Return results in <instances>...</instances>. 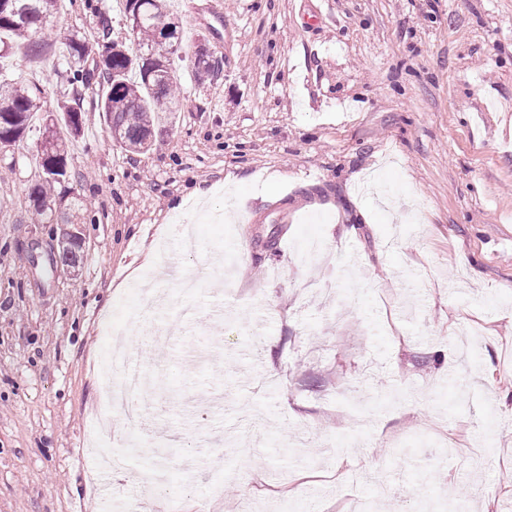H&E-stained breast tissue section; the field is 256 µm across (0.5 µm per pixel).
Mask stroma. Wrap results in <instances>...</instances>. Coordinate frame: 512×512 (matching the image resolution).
Returning a JSON list of instances; mask_svg holds the SVG:
<instances>
[{
    "label": "stroma",
    "instance_id": "obj_1",
    "mask_svg": "<svg viewBox=\"0 0 512 512\" xmlns=\"http://www.w3.org/2000/svg\"><path fill=\"white\" fill-rule=\"evenodd\" d=\"M103 2L101 23L70 0L0 73L53 110L68 34L127 39ZM172 12L180 90L150 151L81 91L77 267L32 209L43 126L0 152V512H512V0ZM153 294L182 330L142 318ZM109 323L150 379L112 470L90 452L125 370L103 374Z\"/></svg>",
    "mask_w": 512,
    "mask_h": 512
}]
</instances>
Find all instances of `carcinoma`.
I'll return each mask as SVG.
<instances>
[{
	"label": "carcinoma",
	"mask_w": 512,
	"mask_h": 512,
	"mask_svg": "<svg viewBox=\"0 0 512 512\" xmlns=\"http://www.w3.org/2000/svg\"><path fill=\"white\" fill-rule=\"evenodd\" d=\"M0 0V52H7L16 44L37 55L43 48L42 34L50 17L57 13V0H20L25 4L20 20L14 22ZM167 0H125L126 13H138L140 21L130 31L128 50L115 43L102 45L95 68H85L93 47L75 34L66 42L65 59L72 74V84L85 86L99 79L103 93L98 99L107 127H119L125 138L118 144L127 151L145 152L154 143L155 129L161 122L159 113L173 111L174 94L179 77L169 55L181 44V29L167 13ZM195 73L205 76L214 70L211 57L195 51ZM8 110L18 120L0 121V144L14 146L23 139L35 116H42L38 91L11 78H0V113ZM45 132L52 144L43 152L41 166L45 170L44 183L34 187L31 198L35 210L43 214L51 210L55 197L50 195L57 184L69 180L65 137L60 130L77 136L82 130L80 97H75L56 118H44Z\"/></svg>",
	"instance_id": "carcinoma-1"
}]
</instances>
